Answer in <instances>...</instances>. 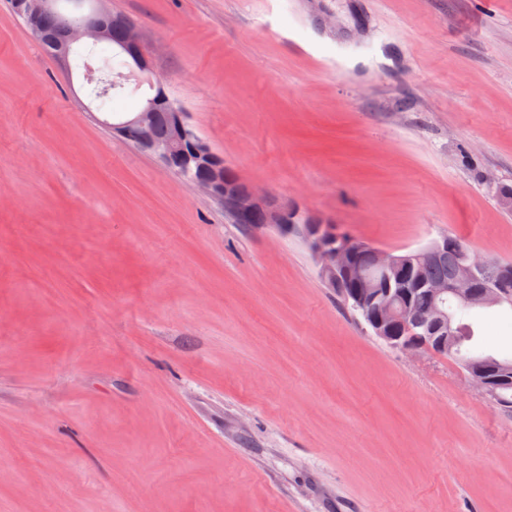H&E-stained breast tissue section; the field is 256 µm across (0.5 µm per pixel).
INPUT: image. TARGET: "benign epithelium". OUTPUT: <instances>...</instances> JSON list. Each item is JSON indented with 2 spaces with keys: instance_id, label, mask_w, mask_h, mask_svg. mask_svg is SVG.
<instances>
[{
  "instance_id": "7a95c632",
  "label": "benign epithelium",
  "mask_w": 512,
  "mask_h": 512,
  "mask_svg": "<svg viewBox=\"0 0 512 512\" xmlns=\"http://www.w3.org/2000/svg\"><path fill=\"white\" fill-rule=\"evenodd\" d=\"M105 2L95 0L92 12L81 23L65 28L60 38L46 24L47 19L58 18L56 0H14L13 8L33 39L52 47L53 55L65 65L78 46L110 42L112 31H121L120 48L134 63L130 76L147 80L155 95L145 101L140 111L110 123L112 133L149 153L167 170L224 205L234 222L253 231L272 228L284 236L301 235L327 287L337 288L343 275L355 276L360 288L353 296L354 305L375 336L406 353L430 351L449 360L458 337L450 334L454 312L448 310V303L473 309L500 306L507 300L512 267L491 265L475 255L464 257L449 282L413 277L415 264L430 262L448 252L452 243L446 237L413 253L399 255L356 238L341 237L330 221L296 201L249 183L240 188L234 179V168L191 126L187 112L169 95L167 81L157 74L152 54L143 47L137 23L125 14L110 11ZM160 118L171 128L170 136L164 140L155 133ZM362 250L368 254L372 267L385 277L387 287H378L371 277L359 272L356 257ZM416 295L427 297L430 306H415L412 298ZM460 367L470 382L496 403L499 390L512 384V361L465 362Z\"/></svg>"
}]
</instances>
